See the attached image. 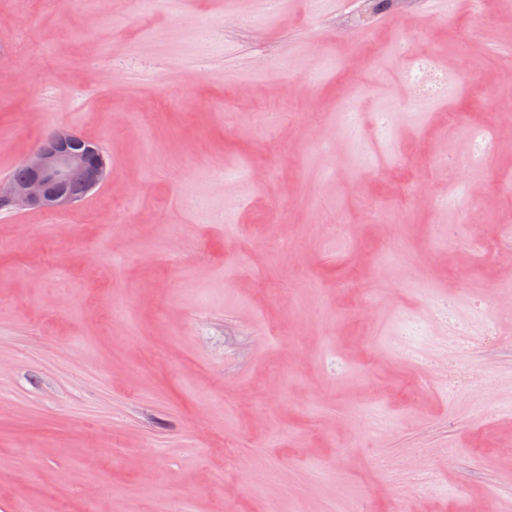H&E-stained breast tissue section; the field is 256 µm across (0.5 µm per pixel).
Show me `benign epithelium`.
<instances>
[{"mask_svg":"<svg viewBox=\"0 0 512 512\" xmlns=\"http://www.w3.org/2000/svg\"><path fill=\"white\" fill-rule=\"evenodd\" d=\"M22 166L25 179L0 181V204L14 210L69 209L107 177L103 152L64 130L47 134Z\"/></svg>","mask_w":512,"mask_h":512,"instance_id":"1","label":"benign epithelium"}]
</instances>
